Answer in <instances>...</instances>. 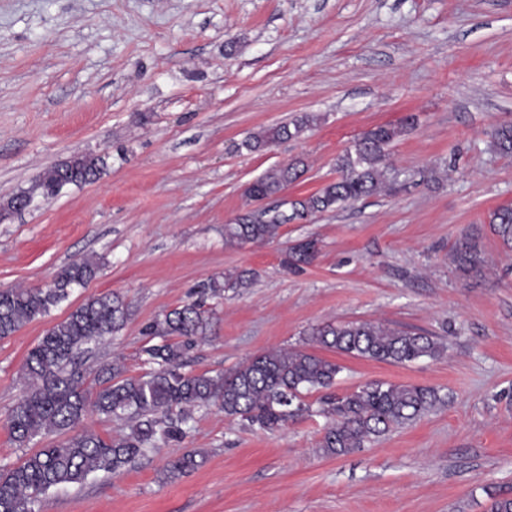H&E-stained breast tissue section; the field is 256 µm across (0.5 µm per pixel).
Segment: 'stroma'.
<instances>
[{
  "mask_svg": "<svg viewBox=\"0 0 512 512\" xmlns=\"http://www.w3.org/2000/svg\"><path fill=\"white\" fill-rule=\"evenodd\" d=\"M314 115L298 138L257 152L252 134ZM415 116L389 147L402 188L230 248L224 227L244 191L303 159L302 179L261 202L291 200L336 178V158L363 131ZM512 123V0H0V204L77 155L96 180L0 217V289L47 287L80 258L101 264L69 298L0 339V466L19 462L8 415L23 364L44 332L87 297L132 306L123 329L82 367L120 358L144 372V327L199 286L250 271V287L215 311L186 372L230 370L301 344L325 322L383 321L437 336L443 355L401 365L328 352L337 392L370 380L436 388L444 406L344 456L320 446L310 413L269 434L210 408L181 440L118 473L43 496L36 512H488L512 497V251L487 221L512 206V156L485 134ZM474 238L485 263L458 271ZM314 238L308 265L287 252ZM188 451L200 466L168 479ZM481 251L472 238L464 237L453 249V262L463 272L477 269L482 263Z\"/></svg>",
  "mask_w": 512,
  "mask_h": 512,
  "instance_id": "1",
  "label": "stroma"
}]
</instances>
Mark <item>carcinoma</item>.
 Segmentation results:
<instances>
[{
	"mask_svg": "<svg viewBox=\"0 0 512 512\" xmlns=\"http://www.w3.org/2000/svg\"><path fill=\"white\" fill-rule=\"evenodd\" d=\"M316 117L304 115L292 124L278 125L254 135L245 146L260 150L283 139L300 137ZM415 122L408 117L399 125L372 127L360 134L336 160L338 177L316 192L290 202L288 216L248 212L224 225V244L243 246L269 242L291 221L334 210L346 203L382 192L402 189L386 162L387 147ZM487 135L491 148L512 155V124L493 127ZM98 157L82 156L67 163L70 176L61 177V167L45 171L36 188L42 197L56 196L64 185L93 180L100 169ZM305 172L302 160L281 164L257 178L246 189L253 201L276 197L297 182ZM488 224L502 246L512 251V207L489 213ZM316 254L312 241L290 249L292 263L309 264ZM453 262L463 272L483 263L481 251L469 237L453 249ZM99 269L93 259L63 267L51 287L0 289V339L19 331L50 308L66 300L72 289L85 286ZM247 273L212 279L198 292V299L155 318L145 335L161 343L142 348L148 372L126 375L118 360L97 373L98 389L82 387L77 360L89 345L118 333L129 316V304L118 294L91 297L65 319L47 329L30 350L24 368L27 390L13 406L9 429L20 448L36 437L58 434L64 439L27 453L15 465L0 470V512H35L40 497L61 485H81L90 475L118 472L146 451L157 448L183 433L182 425L197 409L217 407L224 416L251 429L280 430L288 419L308 410L299 402L303 391L329 390L336 384L342 366L300 348L269 350L228 371L214 374L182 371L197 341L211 328V309L206 300L224 295L228 289L247 288ZM177 341L172 342L170 338ZM307 344L358 358L405 364L435 358L444 346L424 332L392 328L381 322L324 323L308 332ZM444 404L437 390L412 385H395L381 380L364 383L355 390L330 393L320 401L319 413L328 419L321 448L328 455H346L390 431L410 424ZM89 412L125 421L129 432L104 438L76 426ZM197 452H187L170 467L175 477L199 466Z\"/></svg>",
	"mask_w": 512,
	"mask_h": 512,
	"instance_id": "1",
	"label": "carcinoma"
}]
</instances>
